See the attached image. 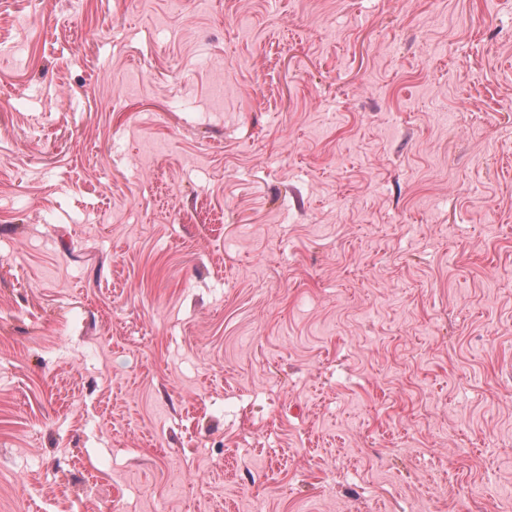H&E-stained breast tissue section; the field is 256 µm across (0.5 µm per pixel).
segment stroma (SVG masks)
Masks as SVG:
<instances>
[{"mask_svg": "<svg viewBox=\"0 0 512 512\" xmlns=\"http://www.w3.org/2000/svg\"><path fill=\"white\" fill-rule=\"evenodd\" d=\"M0 512H512V0H0Z\"/></svg>", "mask_w": 512, "mask_h": 512, "instance_id": "obj_1", "label": "stroma"}]
</instances>
